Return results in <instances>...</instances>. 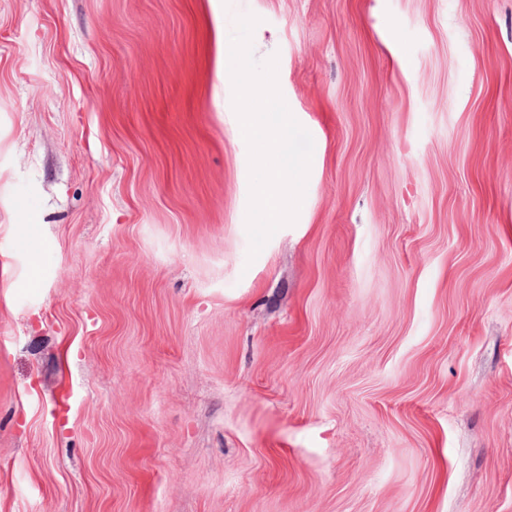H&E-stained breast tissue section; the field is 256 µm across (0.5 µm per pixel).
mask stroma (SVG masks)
<instances>
[{
    "label": "stroma",
    "mask_w": 512,
    "mask_h": 512,
    "mask_svg": "<svg viewBox=\"0 0 512 512\" xmlns=\"http://www.w3.org/2000/svg\"><path fill=\"white\" fill-rule=\"evenodd\" d=\"M0 512H512V0H0ZM209 36L211 45L215 51V65L219 72L225 68L224 57V19L218 13L214 14V22L211 25L208 22Z\"/></svg>",
    "instance_id": "1"
}]
</instances>
